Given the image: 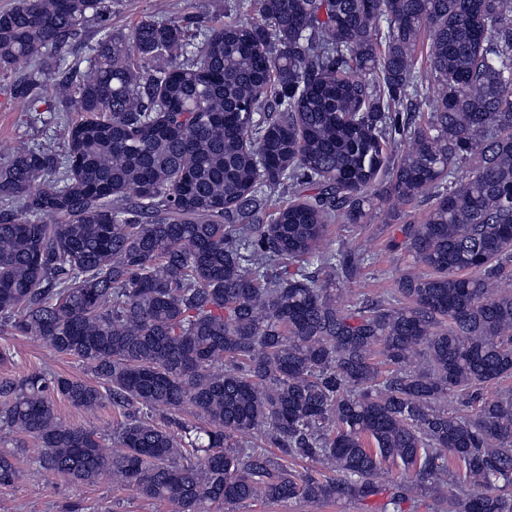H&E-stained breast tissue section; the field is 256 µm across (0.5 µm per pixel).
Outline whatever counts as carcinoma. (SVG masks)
<instances>
[{
  "mask_svg": "<svg viewBox=\"0 0 512 512\" xmlns=\"http://www.w3.org/2000/svg\"><path fill=\"white\" fill-rule=\"evenodd\" d=\"M91 18L102 37L56 79ZM106 21L103 0L0 12L13 96L80 114L64 153L0 164V335L96 379L0 385V428L174 512L418 494L512 512V391L483 394L512 378V0H234L214 28L144 19L118 41ZM375 198L393 218L430 203L392 243L430 273L370 299L343 288L367 253L321 242ZM57 395L119 410L116 450ZM19 479L0 454V486Z\"/></svg>",
  "mask_w": 512,
  "mask_h": 512,
  "instance_id": "obj_1",
  "label": "carcinoma"
}]
</instances>
